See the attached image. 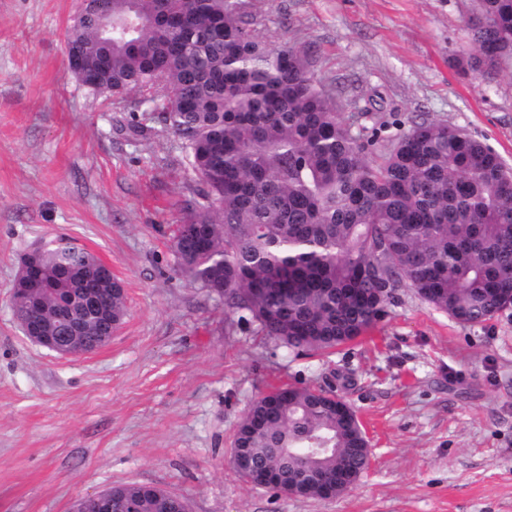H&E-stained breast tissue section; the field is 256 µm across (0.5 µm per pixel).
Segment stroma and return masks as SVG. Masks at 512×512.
Here are the masks:
<instances>
[{
  "mask_svg": "<svg viewBox=\"0 0 512 512\" xmlns=\"http://www.w3.org/2000/svg\"><path fill=\"white\" fill-rule=\"evenodd\" d=\"M80 0H0V512H69L148 484L190 512H512V309L466 326L399 292L390 315L326 357L228 333L224 302L175 265L197 188L156 106L67 70ZM261 40L303 52L343 116L437 119L512 165V65L462 74L475 0H239ZM66 237L112 266L126 316L99 351L29 341L11 293L22 258ZM283 385L335 390L370 465L325 499L252 487L229 465L250 403Z\"/></svg>",
  "mask_w": 512,
  "mask_h": 512,
  "instance_id": "1",
  "label": "stroma"
}]
</instances>
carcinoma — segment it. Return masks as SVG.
<instances>
[{
  "instance_id": "cac0c4a2",
  "label": "carcinoma",
  "mask_w": 512,
  "mask_h": 512,
  "mask_svg": "<svg viewBox=\"0 0 512 512\" xmlns=\"http://www.w3.org/2000/svg\"><path fill=\"white\" fill-rule=\"evenodd\" d=\"M474 52L463 73L512 60V0H477ZM70 50L112 94L155 103L181 140L200 188L172 241L178 270L245 311L229 327L299 352L330 353L389 314L406 288L456 322L478 325L512 309V166L485 141L438 120L390 139L391 122L355 129L294 48L253 34L236 0H89ZM37 259L56 295L29 292L49 336H97L121 325L119 280L81 320L96 257L70 244ZM332 390L280 388L237 422L239 460L277 473L279 490L328 498L369 464L365 430ZM112 512H156L146 484L107 488Z\"/></svg>"
}]
</instances>
